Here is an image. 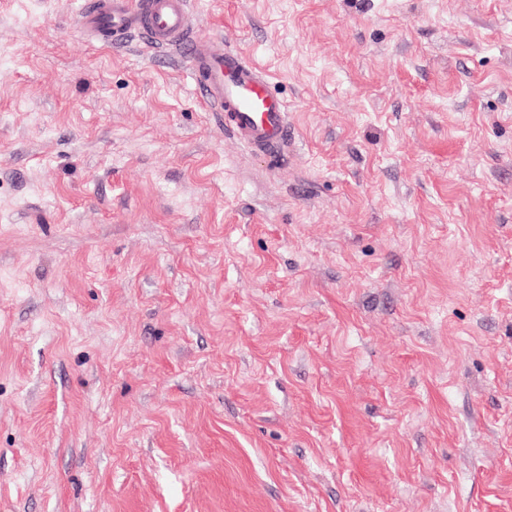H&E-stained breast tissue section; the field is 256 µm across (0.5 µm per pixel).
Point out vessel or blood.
Returning <instances> with one entry per match:
<instances>
[{
    "instance_id": "1",
    "label": "vessel or blood",
    "mask_w": 512,
    "mask_h": 512,
    "mask_svg": "<svg viewBox=\"0 0 512 512\" xmlns=\"http://www.w3.org/2000/svg\"><path fill=\"white\" fill-rule=\"evenodd\" d=\"M76 26L99 43L116 46L138 36L150 48L175 51L201 102L220 114L227 131L271 164L287 158L294 130L269 73L223 39L197 35L189 0H81Z\"/></svg>"
}]
</instances>
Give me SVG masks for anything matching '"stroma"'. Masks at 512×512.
I'll list each match as a JSON object with an SVG mask.
<instances>
[{
	"label": "stroma",
	"instance_id": "obj_1",
	"mask_svg": "<svg viewBox=\"0 0 512 512\" xmlns=\"http://www.w3.org/2000/svg\"><path fill=\"white\" fill-rule=\"evenodd\" d=\"M0 0V512H512V0H193L185 63ZM76 26L98 43L116 46L138 36L152 49L175 51L187 64L200 101L219 112L224 129L273 166L288 157L294 129L269 73L222 38L197 35L188 0H83Z\"/></svg>",
	"mask_w": 512,
	"mask_h": 512
}]
</instances>
